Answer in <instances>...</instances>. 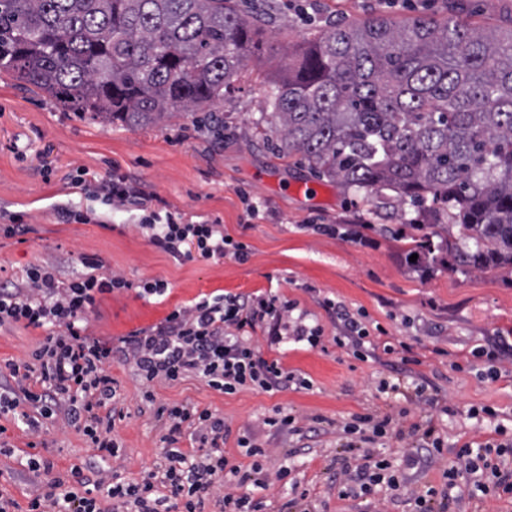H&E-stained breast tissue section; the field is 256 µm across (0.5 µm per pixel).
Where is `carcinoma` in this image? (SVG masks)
Returning a JSON list of instances; mask_svg holds the SVG:
<instances>
[{
	"mask_svg": "<svg viewBox=\"0 0 512 512\" xmlns=\"http://www.w3.org/2000/svg\"><path fill=\"white\" fill-rule=\"evenodd\" d=\"M259 35L238 0H0V71L102 124L211 123ZM270 104L275 158L446 206L450 222L398 233L408 255L437 236L457 271L512 270V27L337 25L288 56Z\"/></svg>",
	"mask_w": 512,
	"mask_h": 512,
	"instance_id": "obj_1",
	"label": "carcinoma"
}]
</instances>
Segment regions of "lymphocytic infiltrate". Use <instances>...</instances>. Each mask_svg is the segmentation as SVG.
<instances>
[{
    "label": "lymphocytic infiltrate",
    "instance_id": "1",
    "mask_svg": "<svg viewBox=\"0 0 512 512\" xmlns=\"http://www.w3.org/2000/svg\"><path fill=\"white\" fill-rule=\"evenodd\" d=\"M105 199L141 210L138 230L173 258L204 262L248 258L247 245L228 239L219 222H189L176 213L147 209L125 181L106 185ZM25 276L26 287L0 285V327L22 323L44 329L45 336L28 359L9 364L12 383L0 390V415H12L15 423L34 432L39 419L65 413L68 425L82 430L97 451L73 485L53 476L52 463L29 458L31 472L49 473L51 479L32 495L26 512H121L125 507L134 512H201L209 498L218 499L224 512H257L259 504L245 488L267 487L270 477L258 462L266 451L240 440V447L256 462L247 470L231 464L224 454L222 418L184 404L159 406L156 417L166 430L164 463L144 471L140 481L126 483L108 467L121 445L113 436L115 414L106 411L105 405L117 394L111 374L116 360L135 365L145 386L143 397L149 402L154 399L155 382H175L188 374L227 394L243 387L265 392L281 388L291 381V373L278 360L265 359L245 333L265 325L272 347L290 339L314 340V331L302 319L291 317L290 304L275 296L210 294L192 306L174 308L151 327L115 341L100 340L87 332L88 314L97 296L129 289L124 277L91 271L64 282L47 264L31 265ZM23 402L31 405V412L20 410ZM187 424L192 427L188 433L183 430ZM185 437L201 448V455L180 448ZM388 468L383 459L359 464L353 480L365 494L383 481L392 489L406 490L419 512H436L439 504L452 506L453 490L461 480L470 497L512 500V436L501 425L494 427L492 438L460 446L443 471V489L406 488L389 475ZM228 475L235 477L237 492L225 491Z\"/></svg>",
    "mask_w": 512,
    "mask_h": 512
}]
</instances>
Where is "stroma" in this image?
Returning <instances> with one entry per match:
<instances>
[{"label":"stroma","mask_w":512,"mask_h":512,"mask_svg":"<svg viewBox=\"0 0 512 512\" xmlns=\"http://www.w3.org/2000/svg\"><path fill=\"white\" fill-rule=\"evenodd\" d=\"M240 10L248 19L267 13L268 22L260 54L218 108L225 122L220 140L190 117L166 128L106 126L0 74V214L19 216L29 226L24 235L0 238V281L25 286V270L37 263L53 265L67 281L86 273L89 260L103 273L123 276L130 289L98 297L88 315L90 334L104 340L155 325L175 307L209 294L275 295L290 302L295 315L318 329L317 345L288 341L270 349L261 325L252 341L265 359L280 360L286 371L310 380V389L291 384L225 394L190 375L155 384L156 400L149 403L135 368L113 363L114 406L122 412L113 430L122 444L114 469L133 482L163 464L164 431L155 411L162 404H189L223 418L231 463L246 469L253 462L240 438L266 448L261 464L272 481L252 492L262 512H417L413 500L384 483L368 496L343 493L342 472L355 454L368 453L387 459L409 486L438 488L460 441L489 436V422L476 416L477 408H494L498 422L512 431V365L500 364L498 379L491 380L488 363L472 355L480 346L512 351V271L462 273L451 269L441 248L426 254L421 266H410L393 232L432 223L431 213L344 190L307 165L274 159L253 120L266 111L267 92L288 51L332 24L450 14L471 27L505 29L512 26V0H242ZM117 177L127 178L153 208L220 220L225 233L248 245L247 260L180 261L151 245L135 228L140 211L108 205L99 194L100 181ZM309 183L319 184V192H296V185ZM251 201L262 204L265 218L246 229ZM64 209L82 211L89 220L63 222ZM323 224L335 225L336 235L320 232ZM354 224L363 225L364 241L350 240ZM154 277L167 281L165 296L139 297L136 284ZM327 299L361 313L371 340L363 352L336 345L342 326L324 307ZM43 336L39 328H0V382L9 377L8 362L27 358ZM387 342L406 349L385 353ZM430 398L438 399V407L427 406ZM278 409L293 416L291 425H266ZM361 414H388L406 427L433 420L443 461L430 460L419 432L356 442L347 427ZM0 425L12 447L10 455L0 454V474L23 510L48 480L28 470L29 455L64 473L93 453L61 416L40 420L35 435L9 416H0ZM408 454L418 457L415 467H404ZM283 466L290 474L275 480Z\"/></svg>","instance_id":"1"}]
</instances>
